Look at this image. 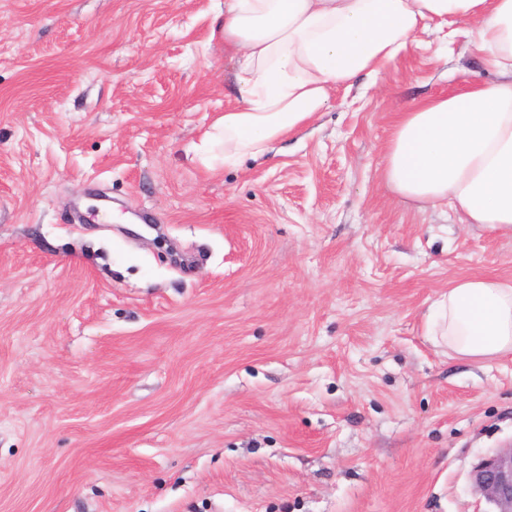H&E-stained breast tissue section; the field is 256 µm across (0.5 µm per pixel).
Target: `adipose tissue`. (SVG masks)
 <instances>
[{
    "instance_id": "obj_1",
    "label": "adipose tissue",
    "mask_w": 512,
    "mask_h": 512,
    "mask_svg": "<svg viewBox=\"0 0 512 512\" xmlns=\"http://www.w3.org/2000/svg\"><path fill=\"white\" fill-rule=\"evenodd\" d=\"M459 21L497 78L398 113L381 179L403 200L449 205L460 223L512 228V0H224L238 103L202 142L228 161L264 156L358 74H380L418 31ZM427 328L475 362L512 353V283L454 281Z\"/></svg>"
}]
</instances>
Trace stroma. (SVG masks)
<instances>
[{
	"mask_svg": "<svg viewBox=\"0 0 512 512\" xmlns=\"http://www.w3.org/2000/svg\"><path fill=\"white\" fill-rule=\"evenodd\" d=\"M224 0H0V512H487L512 354L426 334L512 231L382 182L397 113L491 81L416 34L265 157Z\"/></svg>",
	"mask_w": 512,
	"mask_h": 512,
	"instance_id": "stroma-1",
	"label": "stroma"
}]
</instances>
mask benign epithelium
<instances>
[{
	"mask_svg": "<svg viewBox=\"0 0 512 512\" xmlns=\"http://www.w3.org/2000/svg\"><path fill=\"white\" fill-rule=\"evenodd\" d=\"M470 481L493 506L491 512H512V444L482 458L473 467Z\"/></svg>",
	"mask_w": 512,
	"mask_h": 512,
	"instance_id": "obj_1",
	"label": "benign epithelium"
}]
</instances>
